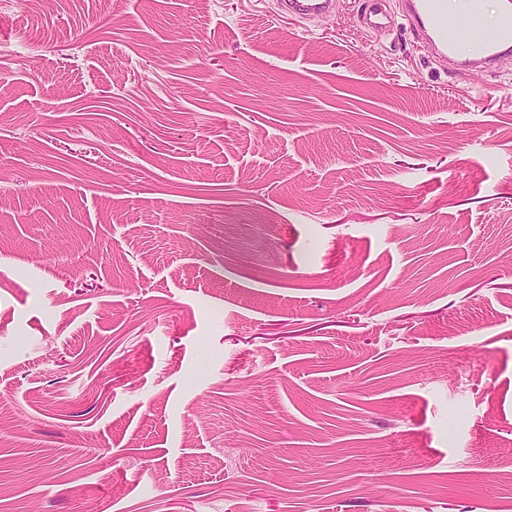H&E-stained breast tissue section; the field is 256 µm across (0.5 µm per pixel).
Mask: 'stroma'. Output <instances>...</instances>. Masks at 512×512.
<instances>
[{"label": "stroma", "mask_w": 512, "mask_h": 512, "mask_svg": "<svg viewBox=\"0 0 512 512\" xmlns=\"http://www.w3.org/2000/svg\"><path fill=\"white\" fill-rule=\"evenodd\" d=\"M359 2L0 0V512H512V55ZM285 12L299 15L303 18L314 19L329 13L333 7L332 0H283ZM384 0H364L361 3L360 17L362 22L370 29L382 30L388 27L389 15L383 8Z\"/></svg>", "instance_id": "obj_1"}]
</instances>
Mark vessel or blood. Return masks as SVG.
<instances>
[{"instance_id": "1", "label": "vessel or blood", "mask_w": 512, "mask_h": 512, "mask_svg": "<svg viewBox=\"0 0 512 512\" xmlns=\"http://www.w3.org/2000/svg\"><path fill=\"white\" fill-rule=\"evenodd\" d=\"M383 0H362L360 17L370 29L382 30L389 24V15ZM461 9L456 20L448 18V0H402V13L408 25L429 43L437 57L454 58V52L470 38L473 28L481 20V0H460ZM284 11L304 18H319L329 13L333 0H282ZM512 48V8L503 9L499 26L492 37L485 40L479 54L473 58L456 60L460 72L472 73L490 69L499 52Z\"/></svg>"}]
</instances>
